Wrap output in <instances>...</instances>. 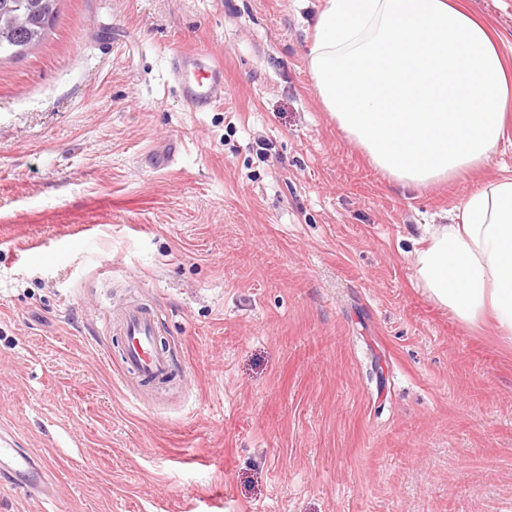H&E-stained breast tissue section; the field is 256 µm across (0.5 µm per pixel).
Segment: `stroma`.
<instances>
[{
    "label": "stroma",
    "instance_id": "1",
    "mask_svg": "<svg viewBox=\"0 0 512 512\" xmlns=\"http://www.w3.org/2000/svg\"><path fill=\"white\" fill-rule=\"evenodd\" d=\"M503 38L512 0H465ZM324 0H60L0 61V428L64 512H512V349L414 283L425 227L512 174L386 178L323 112ZM224 65L195 111L172 50ZM178 366L122 370L110 305Z\"/></svg>",
    "mask_w": 512,
    "mask_h": 512
}]
</instances>
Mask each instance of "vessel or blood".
I'll return each instance as SVG.
<instances>
[{"label":"vessel or blood","mask_w":512,"mask_h":512,"mask_svg":"<svg viewBox=\"0 0 512 512\" xmlns=\"http://www.w3.org/2000/svg\"><path fill=\"white\" fill-rule=\"evenodd\" d=\"M170 65L175 82L195 110H206L223 100L224 68L208 50L177 52L172 55ZM106 329L125 338L123 364L126 372L155 383L171 378L173 357L157 340L158 321L154 311L145 306L125 309L107 321ZM0 480L17 481L19 488L38 501L49 499L48 464L20 448L18 440L10 435L0 436Z\"/></svg>","instance_id":"vessel-or-blood-1"}]
</instances>
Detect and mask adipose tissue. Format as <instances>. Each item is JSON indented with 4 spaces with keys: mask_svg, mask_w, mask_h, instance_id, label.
Listing matches in <instances>:
<instances>
[{
    "mask_svg": "<svg viewBox=\"0 0 512 512\" xmlns=\"http://www.w3.org/2000/svg\"><path fill=\"white\" fill-rule=\"evenodd\" d=\"M306 61L325 112L401 186L487 164L512 110L498 39L453 0H325ZM415 281L469 326L512 346V177L469 192L426 227Z\"/></svg>",
    "mask_w": 512,
    "mask_h": 512,
    "instance_id": "ef3b65f1",
    "label": "adipose tissue"
}]
</instances>
